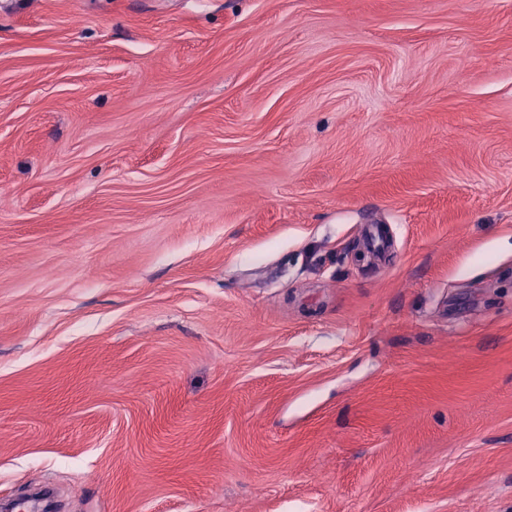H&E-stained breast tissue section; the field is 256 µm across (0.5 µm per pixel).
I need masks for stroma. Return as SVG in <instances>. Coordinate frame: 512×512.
<instances>
[{
  "label": "stroma",
  "instance_id": "1",
  "mask_svg": "<svg viewBox=\"0 0 512 512\" xmlns=\"http://www.w3.org/2000/svg\"><path fill=\"white\" fill-rule=\"evenodd\" d=\"M512 512V0H0V501Z\"/></svg>",
  "mask_w": 512,
  "mask_h": 512
}]
</instances>
